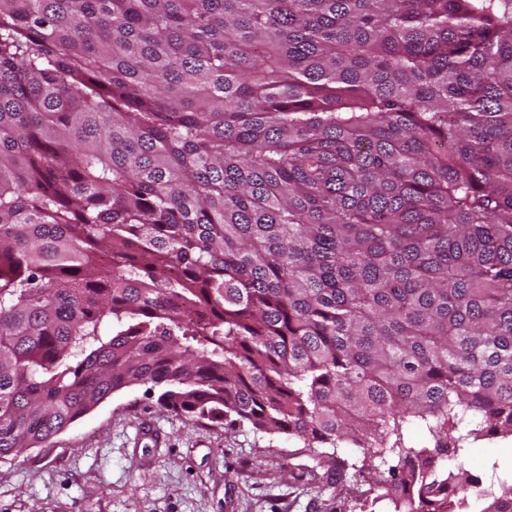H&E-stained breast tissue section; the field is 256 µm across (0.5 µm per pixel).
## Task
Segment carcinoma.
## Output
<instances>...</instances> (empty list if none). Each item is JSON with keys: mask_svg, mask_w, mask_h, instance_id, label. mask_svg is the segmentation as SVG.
Here are the masks:
<instances>
[{"mask_svg": "<svg viewBox=\"0 0 512 512\" xmlns=\"http://www.w3.org/2000/svg\"><path fill=\"white\" fill-rule=\"evenodd\" d=\"M147 383L344 508L466 493L512 437V0H0V459Z\"/></svg>", "mask_w": 512, "mask_h": 512, "instance_id": "obj_1", "label": "carcinoma"}]
</instances>
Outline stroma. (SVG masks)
Instances as JSON below:
<instances>
[{
    "mask_svg": "<svg viewBox=\"0 0 512 512\" xmlns=\"http://www.w3.org/2000/svg\"><path fill=\"white\" fill-rule=\"evenodd\" d=\"M159 390L114 393L43 448L0 460V512H335L336 491L301 477L306 457L283 434L160 409ZM150 421L162 443L140 438ZM467 512L512 482V438L474 443Z\"/></svg>",
    "mask_w": 512,
    "mask_h": 512,
    "instance_id": "1",
    "label": "stroma"
}]
</instances>
